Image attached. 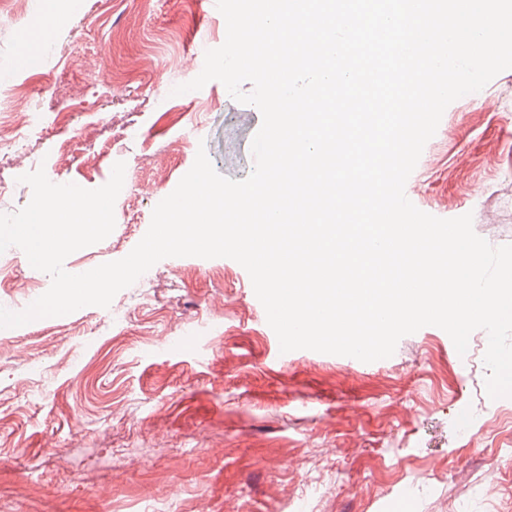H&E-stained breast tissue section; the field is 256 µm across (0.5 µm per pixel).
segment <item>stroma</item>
I'll return each mask as SVG.
<instances>
[{"label": "stroma", "mask_w": 512, "mask_h": 512, "mask_svg": "<svg viewBox=\"0 0 512 512\" xmlns=\"http://www.w3.org/2000/svg\"><path fill=\"white\" fill-rule=\"evenodd\" d=\"M83 2L64 19L61 0L0 13V113L32 121L28 157H0V213L30 202L20 177L37 168L95 189L126 164L115 228L66 258L73 274L131 252L198 148L246 178L261 125L217 81L170 96L197 75L187 56L225 41L205 0ZM46 23L53 38L30 47ZM406 187L421 211L472 214L478 236L512 244V69L446 108ZM50 284L20 248L0 254V306ZM487 342L475 330L461 355L426 326L370 363L284 353L238 262L163 259L110 308L0 347V512H512V397L486 393Z\"/></svg>", "instance_id": "35a3bbf8"}]
</instances>
